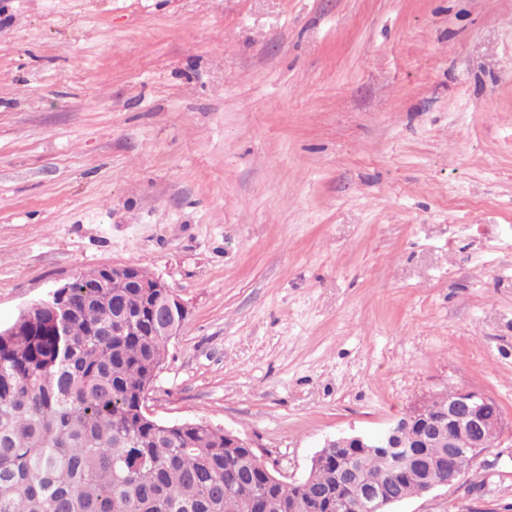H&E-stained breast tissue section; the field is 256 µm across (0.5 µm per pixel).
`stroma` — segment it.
Here are the masks:
<instances>
[{
	"mask_svg": "<svg viewBox=\"0 0 512 512\" xmlns=\"http://www.w3.org/2000/svg\"><path fill=\"white\" fill-rule=\"evenodd\" d=\"M133 264L147 406L289 479L467 389L504 431L394 512H512V0H0V327Z\"/></svg>",
	"mask_w": 512,
	"mask_h": 512,
	"instance_id": "stroma-1",
	"label": "stroma"
}]
</instances>
